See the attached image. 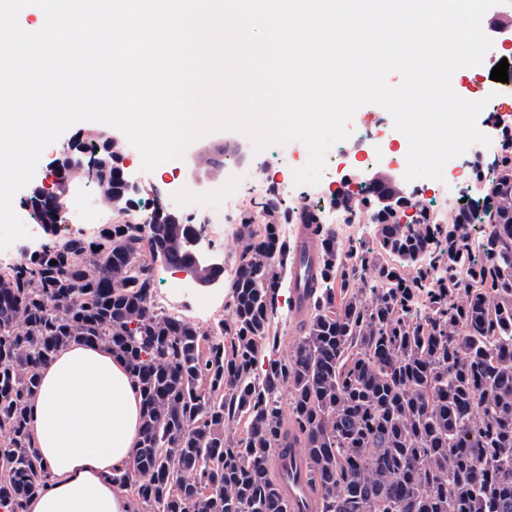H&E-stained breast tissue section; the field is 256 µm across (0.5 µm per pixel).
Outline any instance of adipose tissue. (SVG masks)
Returning a JSON list of instances; mask_svg holds the SVG:
<instances>
[{
    "label": "adipose tissue",
    "instance_id": "ef3b65f1",
    "mask_svg": "<svg viewBox=\"0 0 512 512\" xmlns=\"http://www.w3.org/2000/svg\"><path fill=\"white\" fill-rule=\"evenodd\" d=\"M28 429L51 479L26 512H132L110 474L139 447L141 396L109 348L74 342L45 363Z\"/></svg>",
    "mask_w": 512,
    "mask_h": 512
}]
</instances>
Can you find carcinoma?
<instances>
[{
    "label": "carcinoma",
    "instance_id": "cac0c4a2",
    "mask_svg": "<svg viewBox=\"0 0 512 512\" xmlns=\"http://www.w3.org/2000/svg\"><path fill=\"white\" fill-rule=\"evenodd\" d=\"M83 142L95 187L136 211L122 154L101 132ZM70 161L46 225L59 195L87 180L82 154ZM491 166L481 196L448 224L424 206L405 224L371 211V246L270 194L261 228L239 215L230 311L208 332L153 304L155 252L170 268L190 258L188 228L165 212L20 259L0 276V509L25 512L49 479L28 406L41 367L82 341L112 349L139 388V448L112 482L146 512H289L269 460L290 434L319 512H512V151ZM290 218L317 239L310 314L260 372L277 352L281 288L293 285L295 245L280 236Z\"/></svg>",
    "mask_w": 512,
    "mask_h": 512
}]
</instances>
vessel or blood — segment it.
<instances>
[{
	"mask_svg": "<svg viewBox=\"0 0 512 512\" xmlns=\"http://www.w3.org/2000/svg\"><path fill=\"white\" fill-rule=\"evenodd\" d=\"M316 268V247L308 230H301L296 241L293 280L295 289L290 292L291 305L299 311L309 306L308 291L300 282ZM309 464L298 448L296 439H289L287 447L277 449L271 470L277 487L288 503L290 512H317V494L308 480Z\"/></svg>",
	"mask_w": 512,
	"mask_h": 512,
	"instance_id": "obj_1",
	"label": "vessel or blood"
}]
</instances>
